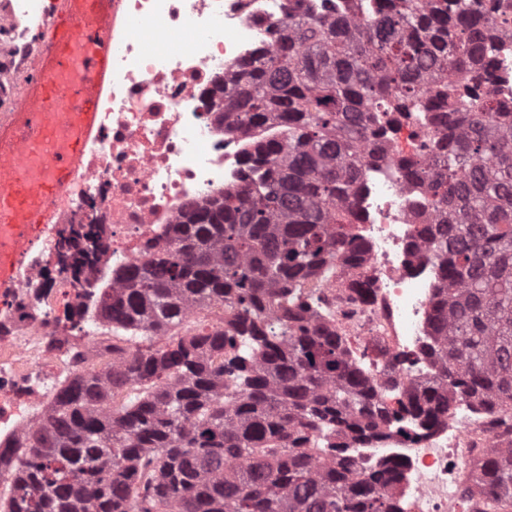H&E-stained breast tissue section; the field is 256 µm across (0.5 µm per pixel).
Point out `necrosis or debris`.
Listing matches in <instances>:
<instances>
[{
  "label": "necrosis or debris",
  "mask_w": 512,
  "mask_h": 512,
  "mask_svg": "<svg viewBox=\"0 0 512 512\" xmlns=\"http://www.w3.org/2000/svg\"><path fill=\"white\" fill-rule=\"evenodd\" d=\"M286 0H118L112 30V87L99 106L98 137L85 149V175L19 272L18 285L0 299V360L31 375L23 402L0 400V436L14 437L48 409L54 391L34 377L45 364L61 365L59 307H81L89 322L81 335L95 353L101 321L97 288H114L117 269L139 263L163 233L182 223L191 205L242 186L239 135L224 132V79L240 64L271 49V26L284 19ZM50 0H0V101L16 97L42 49L40 18ZM411 126H401L390 158L365 168L357 212L371 243L363 269L341 272L323 287L326 308L343 327L369 328L387 354L410 367L375 366L378 381L404 391L430 361L426 316L436 267L409 242L426 213L411 201L393 161L410 153ZM79 234L84 263L73 265L63 233ZM366 282L364 294L346 281ZM486 424L466 399H454L447 420L420 438L391 436L359 444L350 454L363 468L376 455L401 458L406 471L397 493L405 512H465L450 481L452 458L474 455L490 441Z\"/></svg>",
  "instance_id": "1"
}]
</instances>
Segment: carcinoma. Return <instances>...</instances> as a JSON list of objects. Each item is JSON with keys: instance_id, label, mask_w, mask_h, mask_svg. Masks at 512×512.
<instances>
[{"instance_id": "obj_1", "label": "carcinoma", "mask_w": 512, "mask_h": 512, "mask_svg": "<svg viewBox=\"0 0 512 512\" xmlns=\"http://www.w3.org/2000/svg\"><path fill=\"white\" fill-rule=\"evenodd\" d=\"M275 46L224 81V133L246 134L245 185L188 213L119 273L99 317L104 374L77 372L0 453V512H403V464L357 471L347 439L420 430L470 400L512 437V111L491 92L512 0H375L361 21L291 11ZM415 128L402 179L431 219L436 371L390 407L316 288L363 266V169ZM224 319L169 334L193 311ZM487 512L512 506V442L486 451Z\"/></svg>"}]
</instances>
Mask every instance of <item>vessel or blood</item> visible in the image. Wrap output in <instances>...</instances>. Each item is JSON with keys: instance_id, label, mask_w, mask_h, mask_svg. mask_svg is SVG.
Returning <instances> with one entry per match:
<instances>
[{"instance_id": "1", "label": "vessel or blood", "mask_w": 512, "mask_h": 512, "mask_svg": "<svg viewBox=\"0 0 512 512\" xmlns=\"http://www.w3.org/2000/svg\"><path fill=\"white\" fill-rule=\"evenodd\" d=\"M114 0H56L20 94L0 113V292L16 287L97 137L96 102L112 82Z\"/></svg>"}]
</instances>
